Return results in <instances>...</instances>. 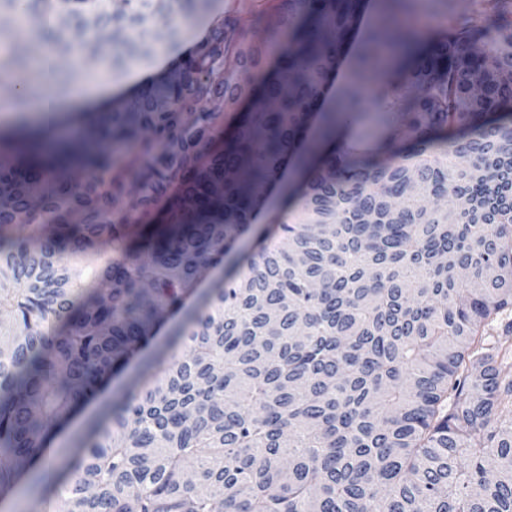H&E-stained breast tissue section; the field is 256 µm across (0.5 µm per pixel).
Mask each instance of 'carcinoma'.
<instances>
[{"label":"carcinoma","instance_id":"obj_1","mask_svg":"<svg viewBox=\"0 0 512 512\" xmlns=\"http://www.w3.org/2000/svg\"><path fill=\"white\" fill-rule=\"evenodd\" d=\"M211 2L55 0L51 40L46 0L0 12L120 75ZM416 6L376 0L342 88L370 0H277L263 30L250 0L81 145L0 134V502L135 366L57 463L59 512H512V10ZM0 75L43 90L24 57ZM366 112L380 135L337 140ZM271 192L275 241L188 307Z\"/></svg>","mask_w":512,"mask_h":512}]
</instances>
